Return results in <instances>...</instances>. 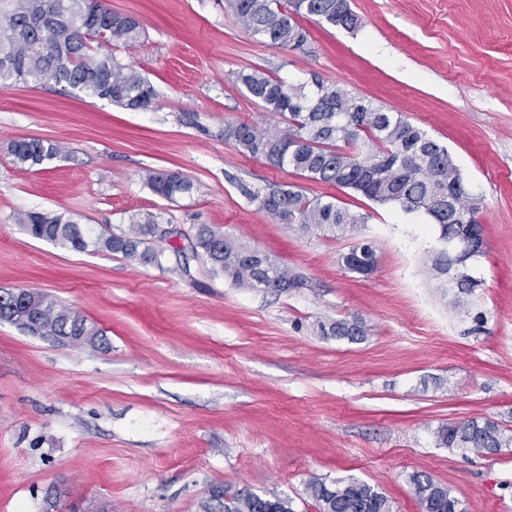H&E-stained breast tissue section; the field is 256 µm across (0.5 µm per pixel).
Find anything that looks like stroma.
Returning <instances> with one entry per match:
<instances>
[{"label": "stroma", "instance_id": "stroma-1", "mask_svg": "<svg viewBox=\"0 0 512 512\" xmlns=\"http://www.w3.org/2000/svg\"><path fill=\"white\" fill-rule=\"evenodd\" d=\"M141 24L132 47L95 50L157 90L130 111L54 81L0 83V290H38L94 324L75 348L0 321V512H203L213 487L269 491L315 512L310 480L354 477L394 512H420L426 472L469 512H512V447L478 455L437 443L446 423L490 420L512 435V0H350L353 31L309 19L303 49L255 39L224 0H106ZM319 76L402 113L447 146L485 228L467 307L430 277L435 226L240 152L229 124L281 125L234 74ZM58 144L24 168L10 142ZM176 171L192 194L146 183ZM299 184L369 213L357 236L301 234L242 186ZM51 210L94 231L153 212L162 266L79 252L27 234L18 216ZM206 224L306 276L288 293L211 274L191 248ZM377 247L362 276L339 257ZM362 318L367 341L318 336ZM148 185L156 196L167 201L190 195L194 190V183L179 172L153 173L148 177Z\"/></svg>", "mask_w": 512, "mask_h": 512}]
</instances>
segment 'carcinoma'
Segmentation results:
<instances>
[{
    "label": "carcinoma",
    "instance_id": "cac0c4a2",
    "mask_svg": "<svg viewBox=\"0 0 512 512\" xmlns=\"http://www.w3.org/2000/svg\"><path fill=\"white\" fill-rule=\"evenodd\" d=\"M227 9L245 31L273 45L294 50L305 45L308 32L300 17H316L332 26L353 30L359 17L349 0H225ZM70 0H14L12 9L0 18V82L6 80L40 82L51 79L57 85L78 89L100 100L128 110L147 109L158 92L140 73L117 62L109 55L93 52L91 43L99 36L82 26L83 15L68 8ZM54 14L56 24L81 30L64 37L53 57L39 51L41 41L58 38L53 27L34 28L30 20L39 11ZM101 18L109 30L105 41L130 45L138 39L140 23L133 17L105 7ZM235 82L257 99L269 112L283 118L285 127L260 129L247 123L224 127V138L253 157L269 165L288 167L312 181L349 189L379 205H394L406 215L418 214L437 226L443 247L431 262L434 277L448 276V246L457 241L466 221L462 214L472 209L471 200L458 199L448 205V184L463 177L448 148L398 112L386 111L363 96L353 94L322 79L313 84L290 83L259 68L235 73ZM10 153L16 163L35 166L62 154L56 144L41 140H15ZM151 191L173 201L189 195L194 183L178 172H157L148 177ZM242 194L269 217L295 224L304 234L315 230L345 236L368 222L370 214L353 211L330 195L310 197L295 185L272 184L262 190L241 187ZM18 223L34 238L45 239L84 251L88 246L120 253L143 264L163 267V252L149 246L155 236L157 216L151 212L132 217L130 233H94L78 231V224L62 214L28 211ZM211 270L221 273L237 285L257 288L276 283V289L288 292L305 281L294 269L262 254L261 262L246 258L249 248L233 238L200 226L195 235ZM352 261L342 262L355 273L357 266L377 263L373 245L357 243L350 248ZM42 316L31 334L41 338L67 337L69 345L97 348L100 331L87 320L62 305L51 295L38 293ZM24 307L8 291H0V320L21 319ZM317 333L326 338L362 343L369 328L360 318L321 321ZM441 444L462 447L479 454H497L512 446V436L498 424L474 418L448 423L438 431ZM421 512H466L460 499L447 486L425 473L413 475ZM306 490L318 512H393L388 497L375 486L350 478L328 485L312 480ZM205 512H297L294 500L275 492L259 495L248 490L233 493L225 489L209 497Z\"/></svg>",
    "mask_w": 512,
    "mask_h": 512
}]
</instances>
